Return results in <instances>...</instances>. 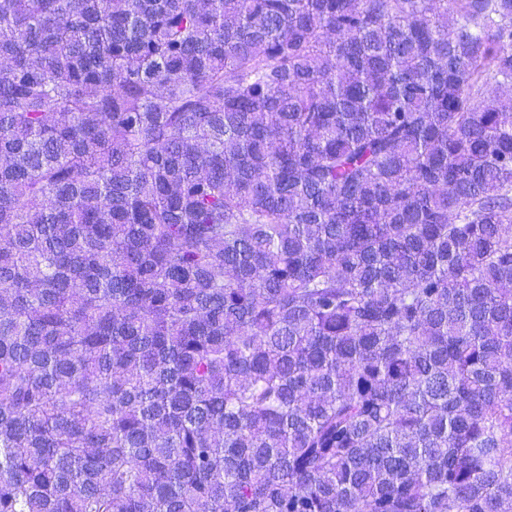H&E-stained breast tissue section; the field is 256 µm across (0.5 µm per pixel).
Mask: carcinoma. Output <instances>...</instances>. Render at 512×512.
Segmentation results:
<instances>
[{
  "mask_svg": "<svg viewBox=\"0 0 512 512\" xmlns=\"http://www.w3.org/2000/svg\"><path fill=\"white\" fill-rule=\"evenodd\" d=\"M512 0H0V512H506Z\"/></svg>",
  "mask_w": 512,
  "mask_h": 512,
  "instance_id": "carcinoma-1",
  "label": "carcinoma"
}]
</instances>
